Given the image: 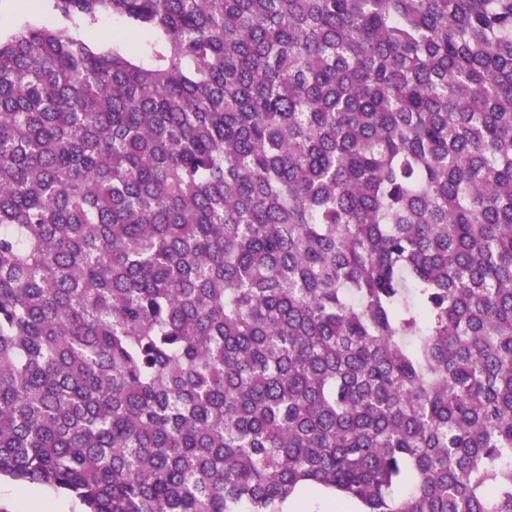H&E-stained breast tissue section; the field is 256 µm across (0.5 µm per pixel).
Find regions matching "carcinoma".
Returning <instances> with one entry per match:
<instances>
[{
    "mask_svg": "<svg viewBox=\"0 0 512 512\" xmlns=\"http://www.w3.org/2000/svg\"><path fill=\"white\" fill-rule=\"evenodd\" d=\"M39 7L0 35V475L512 512V0ZM118 25L112 16H104L98 24L83 31L84 39L94 46H112V26Z\"/></svg>",
    "mask_w": 512,
    "mask_h": 512,
    "instance_id": "carcinoma-1",
    "label": "carcinoma"
}]
</instances>
